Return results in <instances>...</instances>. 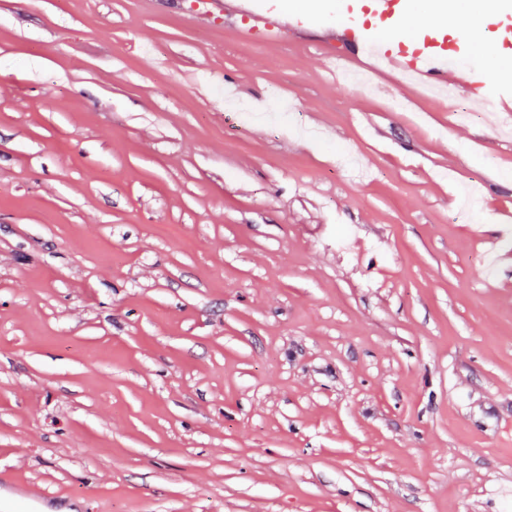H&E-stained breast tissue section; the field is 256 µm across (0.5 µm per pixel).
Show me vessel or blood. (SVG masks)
Masks as SVG:
<instances>
[{
	"label": "vessel or blood",
	"instance_id": "obj_1",
	"mask_svg": "<svg viewBox=\"0 0 512 512\" xmlns=\"http://www.w3.org/2000/svg\"><path fill=\"white\" fill-rule=\"evenodd\" d=\"M340 5L342 25H325L323 32L329 44L342 45V58L382 63L389 75L410 74L424 86L451 85L465 90L481 82L474 69L461 64L466 39L449 45L447 25L428 22L416 40L405 44L391 38L392 29L409 13L412 0H340ZM197 8L205 19L248 18V25L238 31L246 42L278 41L288 34L299 35L315 24L310 15L281 12L276 0H198ZM483 33L512 51V8L503 10Z\"/></svg>",
	"mask_w": 512,
	"mask_h": 512
}]
</instances>
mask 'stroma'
Listing matches in <instances>:
<instances>
[{
    "instance_id": "35a3bbf8",
    "label": "stroma",
    "mask_w": 512,
    "mask_h": 512,
    "mask_svg": "<svg viewBox=\"0 0 512 512\" xmlns=\"http://www.w3.org/2000/svg\"><path fill=\"white\" fill-rule=\"evenodd\" d=\"M193 4L0 0V512H512L480 82H336V0L270 43Z\"/></svg>"
}]
</instances>
